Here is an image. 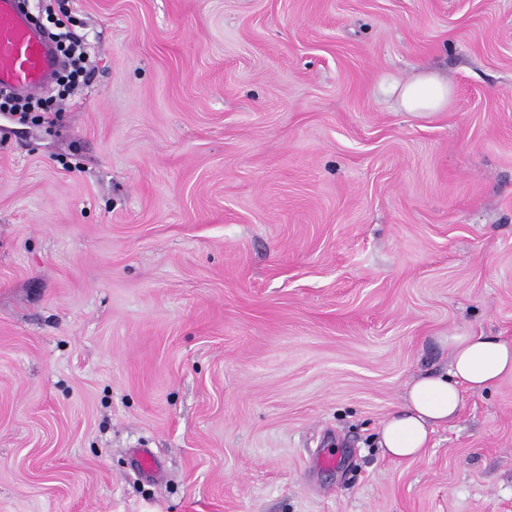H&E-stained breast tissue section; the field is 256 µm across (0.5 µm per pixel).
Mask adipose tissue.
Returning a JSON list of instances; mask_svg holds the SVG:
<instances>
[{"instance_id":"adipose-tissue-1","label":"adipose tissue","mask_w":512,"mask_h":512,"mask_svg":"<svg viewBox=\"0 0 512 512\" xmlns=\"http://www.w3.org/2000/svg\"><path fill=\"white\" fill-rule=\"evenodd\" d=\"M406 112L428 114L444 110L452 95L447 79L433 71H420L403 82L389 85ZM450 370L445 375H424L408 387L404 408L391 415L379 431L378 445L393 458L422 455L434 426L454 419L461 394L493 387L512 376V340L473 332H455L446 338Z\"/></svg>"}]
</instances>
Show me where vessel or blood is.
Returning <instances> with one entry per match:
<instances>
[{
	"label": "vessel or blood",
	"instance_id": "b4317fda",
	"mask_svg": "<svg viewBox=\"0 0 512 512\" xmlns=\"http://www.w3.org/2000/svg\"><path fill=\"white\" fill-rule=\"evenodd\" d=\"M57 66V58L17 0H0V88L38 94Z\"/></svg>",
	"mask_w": 512,
	"mask_h": 512
}]
</instances>
